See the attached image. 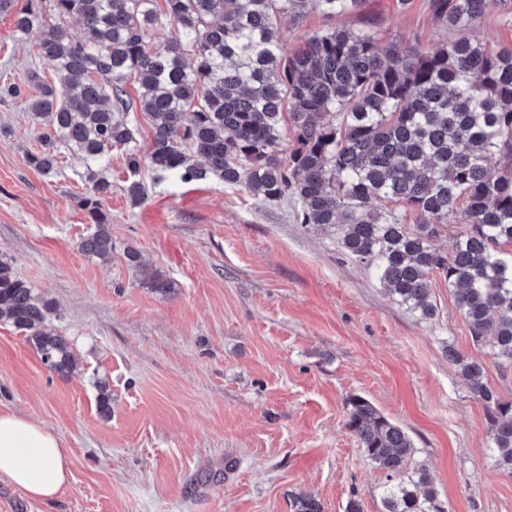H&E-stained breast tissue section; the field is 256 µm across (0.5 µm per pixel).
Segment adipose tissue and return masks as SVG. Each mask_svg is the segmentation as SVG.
Masks as SVG:
<instances>
[{
	"instance_id": "1",
	"label": "adipose tissue",
	"mask_w": 512,
	"mask_h": 512,
	"mask_svg": "<svg viewBox=\"0 0 512 512\" xmlns=\"http://www.w3.org/2000/svg\"><path fill=\"white\" fill-rule=\"evenodd\" d=\"M0 475L30 499L48 504L67 484L70 460L59 435L39 421L0 413Z\"/></svg>"
}]
</instances>
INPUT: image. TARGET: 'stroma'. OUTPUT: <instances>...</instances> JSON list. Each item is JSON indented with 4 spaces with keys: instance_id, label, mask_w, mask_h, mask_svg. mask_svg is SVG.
<instances>
[{
    "instance_id": "1",
    "label": "stroma",
    "mask_w": 512,
    "mask_h": 512,
    "mask_svg": "<svg viewBox=\"0 0 512 512\" xmlns=\"http://www.w3.org/2000/svg\"><path fill=\"white\" fill-rule=\"evenodd\" d=\"M366 3L381 43L432 49L448 37L426 0L403 12L394 0ZM12 28L1 15L0 81L37 95L35 41ZM469 35L512 48V0H491ZM40 148L25 104H0V259L51 301L77 368L51 374L24 333L0 323V413L56 432L71 476L51 504L0 477V512H292L295 493L322 512H345L352 499L384 512L385 475L346 426L354 395L408 433L410 464L428 469L447 512H512V471L497 465L485 409L445 347L483 364L508 401L512 366L473 342L447 283L433 279L437 315L418 320L333 233L214 178L185 183L141 167L148 199L132 206L122 147L105 171L104 261L80 247L94 230L76 203L84 162L65 148L44 175L26 161ZM132 251L165 274L169 293L129 264Z\"/></svg>"
}]
</instances>
